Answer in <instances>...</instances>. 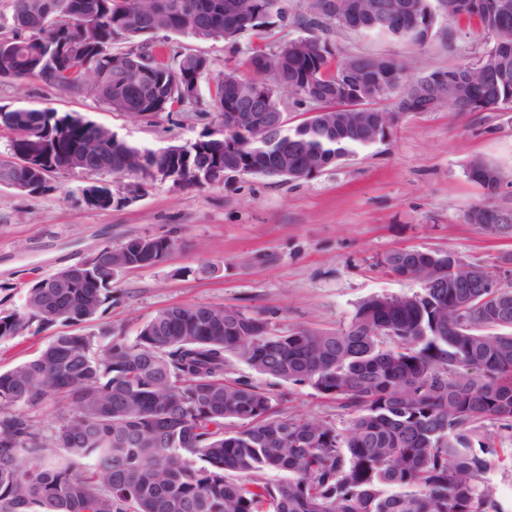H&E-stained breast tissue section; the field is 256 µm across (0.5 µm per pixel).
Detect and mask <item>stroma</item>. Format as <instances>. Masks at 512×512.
<instances>
[{
  "instance_id": "35a3bbf8",
  "label": "stroma",
  "mask_w": 512,
  "mask_h": 512,
  "mask_svg": "<svg viewBox=\"0 0 512 512\" xmlns=\"http://www.w3.org/2000/svg\"><path fill=\"white\" fill-rule=\"evenodd\" d=\"M339 56L372 54L411 64V76L445 71L476 57L486 35L441 18L424 46L331 29ZM255 36L231 53L222 40L171 36L170 46L207 54L215 71L241 64ZM52 108L109 128L118 138L158 150L216 127L215 113L174 111L153 118L116 112L95 98L62 97L38 81L0 85V110ZM484 159L512 183V110L463 114L448 108L399 114L382 140L305 181L244 176L223 187L145 186L118 208L93 210L75 195L84 174L55 175L42 196L0 187V309L22 308L40 277L84 262L101 247L131 237L168 236L177 245L160 264L127 270L112 282V304L92 332L109 323L127 337L156 311L180 305L244 306L280 331L335 329L375 295L420 290L377 264L401 248L439 249L495 270L512 237H492L466 223L484 191L465 175ZM54 329L0 341V371L35 357ZM289 415L339 422L336 405L311 388L279 385Z\"/></svg>"
}]
</instances>
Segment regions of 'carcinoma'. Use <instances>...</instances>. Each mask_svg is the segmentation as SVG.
I'll use <instances>...</instances> for the list:
<instances>
[{
	"instance_id": "1",
	"label": "carcinoma",
	"mask_w": 512,
	"mask_h": 512,
	"mask_svg": "<svg viewBox=\"0 0 512 512\" xmlns=\"http://www.w3.org/2000/svg\"><path fill=\"white\" fill-rule=\"evenodd\" d=\"M0 14V82L41 81L61 96H92L118 112L157 116L185 109L214 112L215 129L197 138L198 169L250 158L262 177L278 178L306 154L323 167L376 142L371 126L386 113L419 112L442 87L457 112L512 108V8L502 0H439L448 18L477 21L493 45L446 71L393 75L404 62L373 55L338 58L315 35L336 26L369 36L426 44L432 0L390 23L367 22L358 0H309L301 22L312 35L288 40L295 51L253 48L243 65L216 72L207 56L170 50L159 33L221 39L263 38L284 19V0H256L259 17L237 0H9ZM357 61L370 99L368 120L339 108L336 77ZM207 81L208 96L200 91ZM314 112L333 111L331 128L312 116L276 138L256 130L243 155L224 151L226 113L242 92H259L273 112L280 90ZM8 156L0 186L27 195L59 190L49 176L82 169L128 181L137 193L151 181L141 162L159 169L163 150L112 138L106 127L52 108L0 112ZM467 178L485 191L465 220L484 227L498 208L500 170L480 158ZM82 203L120 205L110 187L89 184ZM176 247L166 237H134L85 261L73 288H28L24 309L0 317V340L31 328L93 321L112 305V280L152 267ZM403 279L433 284L402 296L361 302L336 330L276 331L243 307L184 305L157 311L127 339L103 324L88 334H58L33 359L0 372V512H503L485 479L504 451L485 430L512 432V285L475 271L450 251L397 249L378 260ZM336 402L346 425L297 419L277 408L270 389L229 379L234 363ZM54 405L47 435L31 410ZM480 437L474 446V437ZM276 472L283 479L269 481Z\"/></svg>"
}]
</instances>
